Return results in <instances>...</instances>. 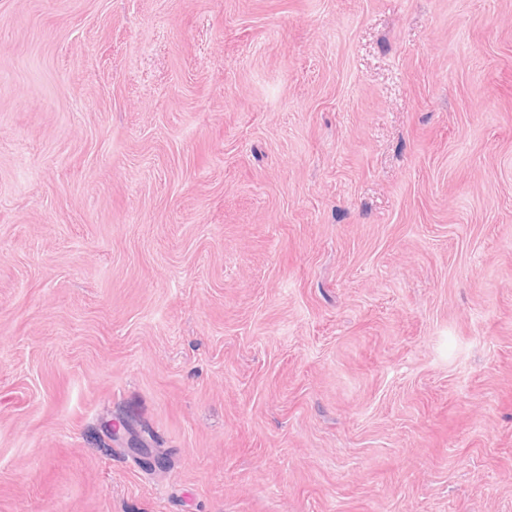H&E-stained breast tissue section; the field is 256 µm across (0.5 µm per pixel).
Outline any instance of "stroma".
I'll use <instances>...</instances> for the list:
<instances>
[{"label": "stroma", "mask_w": 512, "mask_h": 512, "mask_svg": "<svg viewBox=\"0 0 512 512\" xmlns=\"http://www.w3.org/2000/svg\"><path fill=\"white\" fill-rule=\"evenodd\" d=\"M0 512H512V0H0Z\"/></svg>", "instance_id": "1"}]
</instances>
